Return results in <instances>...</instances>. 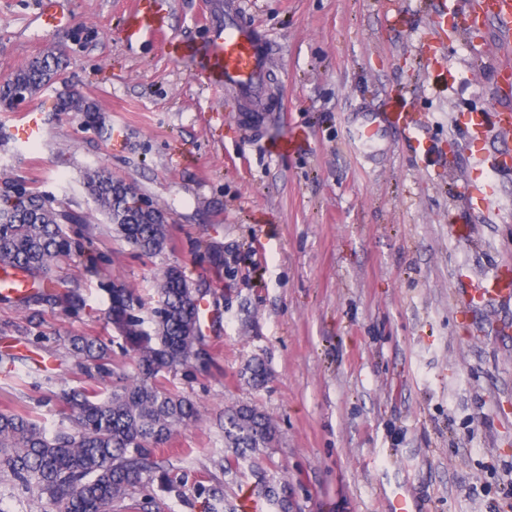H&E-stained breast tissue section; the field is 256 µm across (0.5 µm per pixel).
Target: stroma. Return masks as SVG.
<instances>
[{
    "label": "stroma",
    "instance_id": "35a3bbf8",
    "mask_svg": "<svg viewBox=\"0 0 512 512\" xmlns=\"http://www.w3.org/2000/svg\"><path fill=\"white\" fill-rule=\"evenodd\" d=\"M216 2L161 0L164 32L130 44L123 23L138 0H60L69 23L54 32L36 22L40 0H0V78L49 48L68 62L63 82L0 110V199L21 184L79 215L70 236L91 237L103 258L93 276L75 258L59 265L84 301L78 314L0 301V338L54 374L34 388L0 370V412L52 433L69 424L61 388L111 391L113 375L75 367L60 344L70 336L111 342L112 368L134 375L105 290L131 289L135 314L150 319L157 279L176 266L208 308L207 365L159 378L200 410L154 451L184 485L177 495L133 489L112 512H142L148 494L159 512H206L201 484L239 504L257 477L226 476L216 461L224 411L240 405L277 427L262 466L287 487L290 512H388L396 493L415 512H498L512 483V297L467 296L512 268V168L491 167L512 151L494 97L501 26L491 19L468 34L459 0H253L249 18L273 41L269 97L281 109L252 131L234 99L171 51L205 39ZM67 90L97 105L105 129L56 111ZM391 96L426 150L393 134L365 158L352 125ZM32 107L46 136L16 146L11 127ZM471 112L486 115L479 152ZM119 126L118 150L109 131ZM295 133L302 146L270 152ZM101 167L163 212L171 239L161 254L138 256L112 232L86 187ZM487 181L488 203L472 209L468 190ZM40 332L47 346L31 343ZM256 361L267 369L259 387L247 370Z\"/></svg>",
    "mask_w": 512,
    "mask_h": 512
}]
</instances>
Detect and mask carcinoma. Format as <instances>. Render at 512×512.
I'll return each mask as SVG.
<instances>
[{
    "label": "carcinoma",
    "mask_w": 512,
    "mask_h": 512,
    "mask_svg": "<svg viewBox=\"0 0 512 512\" xmlns=\"http://www.w3.org/2000/svg\"><path fill=\"white\" fill-rule=\"evenodd\" d=\"M64 57L51 50L0 81V108L8 111L62 79ZM57 111L78 112L85 122L100 119L98 108L87 99L65 92ZM97 209L112 230L141 255L161 253L169 243L165 216L155 208L135 204L130 186L101 168L87 176ZM76 215L58 210L45 197L21 185L15 197L0 204V263L25 270L30 293L18 299L53 302L76 312L82 306L73 289L58 291L53 267L77 251L63 224L78 222ZM112 325L134 352L138 375L127 378L103 395L94 388L64 389L60 397L71 412L68 428L50 434L27 415L0 412V477H10L25 491L57 512H106L143 484L157 479L173 491L177 477L155 459L152 450L167 441L178 426H189L199 416L190 398L156 383L157 375L200 357L202 343L200 303L203 295L190 286L177 267L167 268L158 285V306L152 310L151 328L133 313L127 288H107ZM69 351L77 360L97 362L101 375L107 368L109 348L83 336L69 338ZM277 431L272 420L249 406L224 412V441L235 458L224 460V473L241 469V462L274 447Z\"/></svg>",
    "instance_id": "1"
}]
</instances>
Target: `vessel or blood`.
I'll return each mask as SVG.
<instances>
[{
    "mask_svg": "<svg viewBox=\"0 0 512 512\" xmlns=\"http://www.w3.org/2000/svg\"><path fill=\"white\" fill-rule=\"evenodd\" d=\"M58 0H41L38 18L44 30L53 31L65 23L57 9ZM165 17L156 0H142L141 6L127 18L123 36L135 42L161 33ZM181 55L194 58L211 86L235 94L241 104L254 108L262 99L269 78L273 56L271 40L259 33L245 19L244 0H224V13L213 18L203 44H184ZM399 131L402 139L416 141V130L405 113L367 112L362 114L355 130V139L363 151L378 153L388 132ZM45 128L41 112L31 109L23 112L14 126V142L28 143L43 138ZM29 276L26 272L0 267V294L23 295L27 292ZM492 294L512 295V280L495 278L472 289L470 300L482 302Z\"/></svg>",
    "mask_w": 512,
    "mask_h": 512,
    "instance_id": "obj_1",
    "label": "vessel or blood"
}]
</instances>
